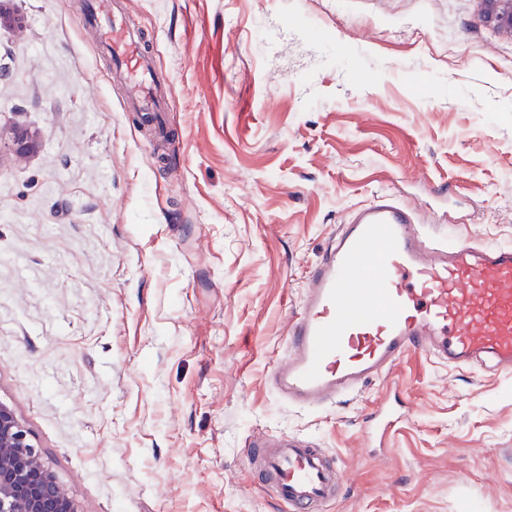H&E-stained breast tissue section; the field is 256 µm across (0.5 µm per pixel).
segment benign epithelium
Here are the masks:
<instances>
[{
  "label": "benign epithelium",
  "instance_id": "obj_1",
  "mask_svg": "<svg viewBox=\"0 0 512 512\" xmlns=\"http://www.w3.org/2000/svg\"><path fill=\"white\" fill-rule=\"evenodd\" d=\"M488 18L512 32V0H484ZM17 158L27 157L36 147L24 130L12 137ZM0 512H80L69 489L51 470L41 451L32 443L15 409L0 401Z\"/></svg>",
  "mask_w": 512,
  "mask_h": 512
}]
</instances>
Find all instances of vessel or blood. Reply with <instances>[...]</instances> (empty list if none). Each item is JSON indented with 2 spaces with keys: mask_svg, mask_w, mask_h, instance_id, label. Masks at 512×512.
Instances as JSON below:
<instances>
[{
  "mask_svg": "<svg viewBox=\"0 0 512 512\" xmlns=\"http://www.w3.org/2000/svg\"><path fill=\"white\" fill-rule=\"evenodd\" d=\"M96 30L141 112L167 103L142 40L112 0H88ZM455 366L512 372V245L429 235L415 207L380 193L357 206L306 277L283 351L269 374L289 404L314 409L388 373L409 352ZM402 415L377 406L365 440L386 446ZM248 462L284 512H324L343 482L323 449L253 436Z\"/></svg>",
  "mask_w": 512,
  "mask_h": 512,
  "instance_id": "obj_1",
  "label": "vessel or blood"
}]
</instances>
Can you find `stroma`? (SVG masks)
Returning <instances> with one entry per match:
<instances>
[{"label": "stroma", "instance_id": "obj_1", "mask_svg": "<svg viewBox=\"0 0 512 512\" xmlns=\"http://www.w3.org/2000/svg\"><path fill=\"white\" fill-rule=\"evenodd\" d=\"M8 7L0 401L82 512H282L258 433L339 460L327 512H512V373L412 352L321 410L267 382L306 270L376 193L512 244V36L482 0H130L170 90L162 152L82 0ZM394 388L380 457L363 422Z\"/></svg>", "mask_w": 512, "mask_h": 512}]
</instances>
